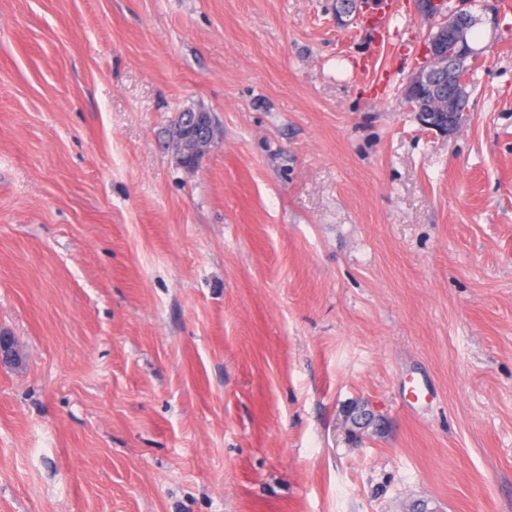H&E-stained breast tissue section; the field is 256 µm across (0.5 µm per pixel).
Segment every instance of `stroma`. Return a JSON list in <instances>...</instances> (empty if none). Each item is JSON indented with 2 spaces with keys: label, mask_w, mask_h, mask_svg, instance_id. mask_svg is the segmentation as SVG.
Returning <instances> with one entry per match:
<instances>
[{
  "label": "stroma",
  "mask_w": 512,
  "mask_h": 512,
  "mask_svg": "<svg viewBox=\"0 0 512 512\" xmlns=\"http://www.w3.org/2000/svg\"><path fill=\"white\" fill-rule=\"evenodd\" d=\"M488 4L448 136L403 97L416 0L393 38L336 0H0V512H512Z\"/></svg>",
  "instance_id": "obj_1"
}]
</instances>
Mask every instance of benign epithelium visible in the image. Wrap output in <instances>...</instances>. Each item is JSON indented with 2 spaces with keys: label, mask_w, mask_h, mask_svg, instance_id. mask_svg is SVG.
<instances>
[{
  "label": "benign epithelium",
  "mask_w": 512,
  "mask_h": 512,
  "mask_svg": "<svg viewBox=\"0 0 512 512\" xmlns=\"http://www.w3.org/2000/svg\"><path fill=\"white\" fill-rule=\"evenodd\" d=\"M372 0H336V18L342 20L351 15L359 16L369 8ZM445 0H419L421 13L426 17L442 16L436 30L429 35L427 57L410 76L404 96L413 107L422 125L442 133H454L462 115L454 111L452 102L431 93L436 82L464 84L463 76L468 69L467 61L478 55L470 44L466 23L470 10L459 9L444 13ZM189 126L199 141L211 138V117L208 112H197Z\"/></svg>",
  "instance_id": "1"
}]
</instances>
